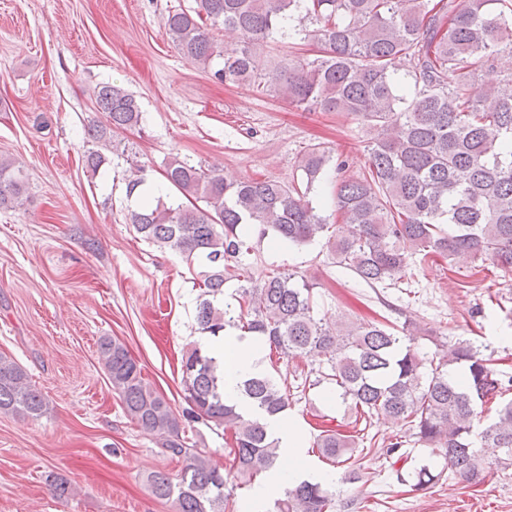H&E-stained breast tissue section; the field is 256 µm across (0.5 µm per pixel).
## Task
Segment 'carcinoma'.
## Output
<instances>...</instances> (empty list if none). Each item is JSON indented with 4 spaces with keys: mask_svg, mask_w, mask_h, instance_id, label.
Returning a JSON list of instances; mask_svg holds the SVG:
<instances>
[{
    "mask_svg": "<svg viewBox=\"0 0 512 512\" xmlns=\"http://www.w3.org/2000/svg\"><path fill=\"white\" fill-rule=\"evenodd\" d=\"M164 27L192 65L206 71L218 63L213 76L226 85L263 87L290 106L336 112L382 132L367 145L358 170L348 156L314 144L298 163L299 178L286 184L234 179L174 156L163 177L188 204L159 195L129 210L143 240L203 267L198 329L216 337L234 328L269 350V367L240 385L252 416L224 398V372L213 356L197 346L186 351L182 381L190 420L229 433L238 477L250 481L272 470L278 445L263 417L284 412L290 389L306 386L310 374L280 369L303 355L318 361L312 385H335L357 417L380 416L407 428L453 476L470 484L485 480L480 446L499 449L498 464L511 467L512 399L503 396L512 392V376L493 359L460 338L420 352L411 323L399 330L376 321L324 323L315 314L314 286L303 278L279 269L260 280L251 275L247 240L255 226L260 237L271 233L291 246L324 237L336 266L372 288L396 283L411 266L434 258L450 263L465 253L512 270V0H200L193 15L168 13ZM214 29L228 41L215 38ZM275 37L293 45L311 40L313 48L260 70L255 49ZM404 58L412 64L406 78L398 69ZM497 67L508 72L505 85L476 83L479 73ZM94 99L108 124L90 128L96 147L86 168L96 172L108 152L129 162L126 193L138 195L146 168L114 138V131L141 124L135 96L112 82L98 86ZM323 180L336 187L334 224L308 200ZM25 192L22 171L0 157V207L22 205ZM230 281L236 287L227 293ZM99 358L126 415L185 461L176 481L150 473L151 493L173 500L177 512H238L224 473L188 445L178 417L144 381L127 347L103 338ZM497 397L495 416L481 424L478 406ZM45 410L26 373L0 355V412L39 417ZM358 446L354 435L332 429L313 442L319 456L354 476L361 470ZM396 475L415 491L441 477L428 463ZM334 506L333 491L302 481L284 488L272 512H332Z\"/></svg>",
    "mask_w": 512,
    "mask_h": 512,
    "instance_id": "carcinoma-1",
    "label": "carcinoma"
}]
</instances>
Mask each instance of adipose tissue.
<instances>
[{
    "label": "adipose tissue",
    "instance_id": "1",
    "mask_svg": "<svg viewBox=\"0 0 512 512\" xmlns=\"http://www.w3.org/2000/svg\"><path fill=\"white\" fill-rule=\"evenodd\" d=\"M210 348L214 357L224 362L225 398L239 401V384L243 378L264 368L261 345L253 337L228 329L223 341L211 343ZM266 424L268 433L279 443L282 473L294 474L297 463L306 456L307 439L303 429L293 418L282 414L267 418Z\"/></svg>",
    "mask_w": 512,
    "mask_h": 512
}]
</instances>
